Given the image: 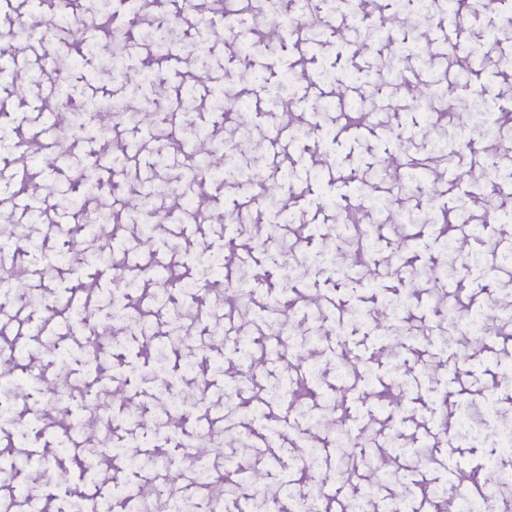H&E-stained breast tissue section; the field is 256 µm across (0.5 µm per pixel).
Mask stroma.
Returning <instances> with one entry per match:
<instances>
[{"label": "stroma", "instance_id": "35a3bbf8", "mask_svg": "<svg viewBox=\"0 0 512 512\" xmlns=\"http://www.w3.org/2000/svg\"><path fill=\"white\" fill-rule=\"evenodd\" d=\"M367 2L269 0L299 27L248 47L184 0H107L132 45L106 81L90 0L63 24L40 0L0 17V33L38 29L41 49L24 92L0 79V156L57 145L25 158L22 202L41 219L0 240L30 280L0 310L41 327L22 344L34 370L9 378L0 499L24 475L60 512L103 483L209 512L206 474L228 503L277 490L265 512L326 483L328 512L364 495L392 512L405 484L512 481V72L498 71L512 0H459L465 70L442 53L448 0ZM63 93L82 115L64 139L38 117ZM173 128L212 135L239 180L189 182ZM148 183L184 196H155L147 218ZM349 210L365 239L341 230ZM477 313L495 326L473 343L458 329ZM93 403L99 430L63 437ZM443 415L455 435L439 446ZM205 431L221 454L190 465ZM106 448L121 459L90 472ZM160 455L177 476L163 486Z\"/></svg>", "mask_w": 512, "mask_h": 512}]
</instances>
